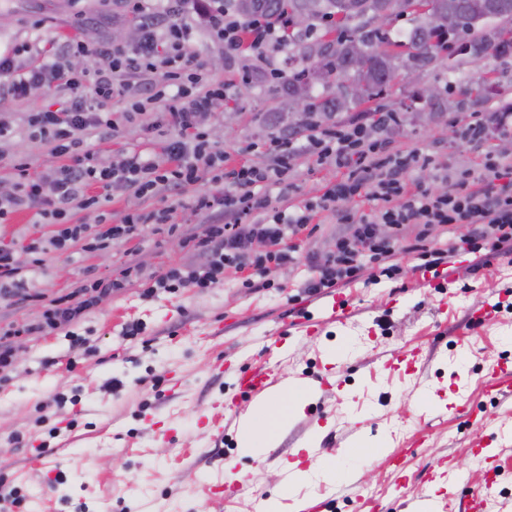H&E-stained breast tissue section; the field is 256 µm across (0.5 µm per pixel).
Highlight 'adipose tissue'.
<instances>
[{"instance_id":"adipose-tissue-1","label":"adipose tissue","mask_w":512,"mask_h":512,"mask_svg":"<svg viewBox=\"0 0 512 512\" xmlns=\"http://www.w3.org/2000/svg\"><path fill=\"white\" fill-rule=\"evenodd\" d=\"M281 391L290 395V402L259 401L244 420L239 433L240 454L252 456L259 447H274L278 428L287 422L289 415L299 411L310 397L309 390L288 383L282 385Z\"/></svg>"}]
</instances>
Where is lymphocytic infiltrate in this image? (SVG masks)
Masks as SVG:
<instances>
[{
	"mask_svg": "<svg viewBox=\"0 0 512 512\" xmlns=\"http://www.w3.org/2000/svg\"><path fill=\"white\" fill-rule=\"evenodd\" d=\"M126 2L138 19L139 38L134 45L82 40L61 47L26 44L21 52L37 57L27 67L18 65L15 52L0 54V90L13 100H26L33 90L44 88L70 93L60 108L37 111L27 118L33 137L56 156L66 158V165L33 178L27 164H17L11 188L0 192V223H10L18 211H35L39 223L60 225L59 234L50 241L56 248L82 239L87 232L84 225L72 223V210L100 209L115 189L139 196L160 190L175 192L195 184L201 169L223 164L224 154L209 141L205 123L223 106L224 85L212 81L206 64L190 52L194 28L222 43L229 58L246 47L262 56L286 44L289 20L284 13L258 10L243 15L229 0H170L161 20L147 11L145 0ZM73 57L92 59L96 66L72 68L69 60ZM157 72L163 75L158 83L150 79ZM117 73L138 74L149 82L136 88L117 86L112 81ZM117 98L125 100L126 114L152 110L157 126L176 130L164 161L134 154L119 164H107L86 147L87 136H111L115 125L110 105ZM399 122L397 111L381 105L367 123L325 125L311 120L304 125L303 142L276 139L272 163L232 170L223 192L197 198L196 210L224 218L223 223L208 225L203 237L193 243L206 254L205 262L149 274L131 266L124 278L96 280L81 285L76 296L50 299L39 322L0 326V382L15 361L14 337L78 324L99 298L125 288L131 278L140 280L141 297L146 301L181 288L204 291L217 287L229 268L250 269L244 282L248 288L258 287L272 265L292 270L307 266L309 275L303 286L310 295L360 279L374 285L379 276L391 279L397 275L394 259L404 250L402 232L409 224L426 230L451 224L473 226L472 235L461 245L472 257L468 273L494 260L504 259L512 265V158L493 149L497 140L512 135V102L496 103L464 122V141L487 148L483 168L470 177L441 174L438 190L410 183L411 172L428 166L430 157L415 149L390 151L389 134ZM302 154L334 162L343 168V176L327 185L317 199L288 211L271 207L269 187L283 184ZM364 191L379 203L373 215L355 218L339 211L340 202ZM323 211L335 213L337 223L346 230L337 237L333 254L322 260L302 259L297 239ZM257 241L262 250H254ZM371 263L381 264L380 274L368 272ZM45 265L42 257L21 263L14 250L0 247V301L29 299L27 275Z\"/></svg>",
	"mask_w": 512,
	"mask_h": 512,
	"instance_id": "1",
	"label": "lymphocytic infiltrate"
}]
</instances>
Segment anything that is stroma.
<instances>
[{"instance_id": "35a3bbf8", "label": "stroma", "mask_w": 512, "mask_h": 512, "mask_svg": "<svg viewBox=\"0 0 512 512\" xmlns=\"http://www.w3.org/2000/svg\"><path fill=\"white\" fill-rule=\"evenodd\" d=\"M135 25L125 0H0V51L53 37L111 41L117 31ZM191 50L227 86L224 105L207 131L230 164L266 165L265 142L301 137L304 105L289 98L286 82L266 81L265 65L252 52L225 59L222 45L200 30ZM480 80L489 83L482 96H465L464 88ZM427 85L441 88L446 112L429 114L418 94ZM510 98L512 51L478 58L454 47L417 69L415 77L401 75L376 101L400 114L391 133L394 147L418 149L458 172L477 168L483 154L449 135L451 117ZM61 101L46 89L24 102L0 99V113H10L20 128L0 141V190L10 188L18 162L27 163L35 178L62 165V158L23 129L28 112L56 109ZM153 119L150 112L127 117L114 105L113 137L91 136L86 143L107 163L134 153L162 158L167 137L147 132ZM336 175L333 164L301 155L285 197L293 204L316 198ZM213 187L207 171L176 194L138 198L114 192L102 214L117 219L171 206L175 231L144 224L131 239L104 249L86 250L77 242L50 251L46 267L30 283L33 299L0 303V324L39 319L46 300L95 277H118L133 262L151 272L205 261V253L188 252L183 240L207 227L209 215L196 212L193 204ZM98 214L78 210L73 218L94 232ZM57 231V225L36 223L33 211L23 210L0 225V244L46 242ZM398 259L402 271L395 279L340 289V303L349 310L341 321L330 320L322 296L305 294L303 272L274 267L265 288L242 287L229 271L219 287L183 288L149 302L133 280L75 326L85 345H70L61 329L26 337V353L8 383L0 384V476L20 488L28 512H262L271 500L277 512H298L306 498L330 501V512H368L370 500L380 503L381 512H411L413 499L437 494L463 510L484 468L480 444L499 427L512 428V403L497 400L485 382L488 366H512V266L496 262L470 276L453 259L447 265L450 282L442 285L417 270L416 254ZM486 297L500 300L501 309L486 331L471 334L469 355L458 361V334L469 326V310ZM137 319L145 324L140 338H123V325ZM311 324L317 332L309 336L305 328ZM414 352L419 358L410 369L385 365L386 359ZM220 362L226 366L221 374L215 370ZM257 362L271 368L276 383L306 384L314 393L280 429L274 448L243 457L235 423L252 401L236 376ZM155 375L164 378L159 400L150 384ZM114 379L119 387L106 391L105 383ZM76 388L78 425L45 460L26 443L12 441L16 432L45 437L46 427L35 426V419L45 414L54 394ZM463 403L472 418L454 415L453 406ZM424 426L430 429L427 440L413 445V434ZM326 442L336 443L337 464L354 471L350 489L337 491L335 482L314 469L305 480L289 482V465ZM352 447L361 457H348ZM393 452L399 455L397 476L386 463ZM443 458L459 469L455 487L426 479L429 466ZM219 480L238 484L237 493L209 495V486Z\"/></svg>"}]
</instances>
